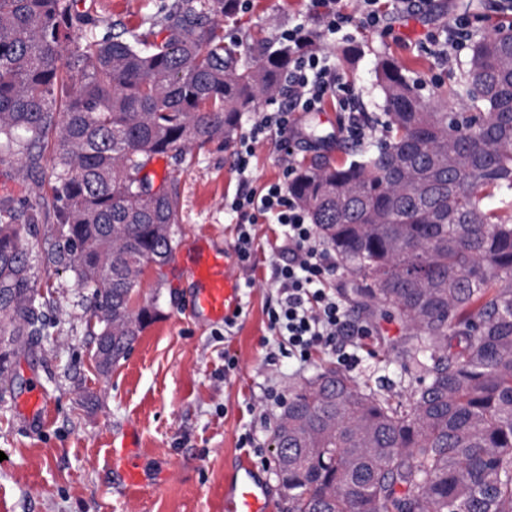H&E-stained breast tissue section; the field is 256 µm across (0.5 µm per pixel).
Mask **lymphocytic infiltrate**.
Here are the masks:
<instances>
[{"instance_id":"lymphocytic-infiltrate-1","label":"lymphocytic infiltrate","mask_w":512,"mask_h":512,"mask_svg":"<svg viewBox=\"0 0 512 512\" xmlns=\"http://www.w3.org/2000/svg\"><path fill=\"white\" fill-rule=\"evenodd\" d=\"M329 96L336 97L343 108L354 106L338 83L329 58L308 50L288 73L287 105L263 112L236 142L239 188L227 207L240 225L236 249L242 265H252L251 224L270 214L283 229L280 260L272 276L276 299L266 310L274 338L264 356L269 366L285 359L304 364L313 352L332 350L353 367L359 362L364 339L371 334L368 327L355 328L348 323L342 301L328 288L336 262L322 247L307 213L291 199L286 184L277 182L257 189L250 183L256 144L273 134L290 138L298 129L300 113L318 111Z\"/></svg>"}]
</instances>
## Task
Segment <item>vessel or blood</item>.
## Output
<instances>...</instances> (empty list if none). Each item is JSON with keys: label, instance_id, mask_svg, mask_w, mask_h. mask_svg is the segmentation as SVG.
<instances>
[{"label": "vessel or blood", "instance_id": "vessel-or-blood-1", "mask_svg": "<svg viewBox=\"0 0 512 512\" xmlns=\"http://www.w3.org/2000/svg\"><path fill=\"white\" fill-rule=\"evenodd\" d=\"M191 272L197 282L196 313L213 319L232 316L242 304L241 285L229 256L198 242L190 251ZM29 416L40 423L48 419V404L40 383H32L27 399ZM234 512H268L263 487L247 473L230 482Z\"/></svg>", "mask_w": 512, "mask_h": 512}]
</instances>
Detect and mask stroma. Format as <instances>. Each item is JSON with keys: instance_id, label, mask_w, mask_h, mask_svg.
Listing matches in <instances>:
<instances>
[{"instance_id": "35a3bbf8", "label": "stroma", "mask_w": 512, "mask_h": 512, "mask_svg": "<svg viewBox=\"0 0 512 512\" xmlns=\"http://www.w3.org/2000/svg\"><path fill=\"white\" fill-rule=\"evenodd\" d=\"M434 0L425 16L397 21L391 32L365 28L355 0H348L351 16L346 40L328 45L327 53L340 82L356 97L358 114L326 98L317 112L301 117L289 142L273 135L256 147L251 170L254 187L287 181V167L326 158L350 157L357 142L378 139L371 119L382 112V96L375 85L378 59L393 58L407 68L426 99L438 86L458 78L464 57L442 62L426 40L428 31L449 16L469 14L475 33L512 23L497 0ZM159 0H82L81 10L106 23L138 26L157 11ZM308 0H248L234 19L224 24L239 50L265 41L276 42L282 31L304 21ZM363 134L354 136L352 123ZM154 184L176 182L180 194V222L173 225L174 251L169 263L147 266L133 302L154 311L129 354L108 374L97 372L92 344L86 334L89 293L78 287L66 269H49L44 242L56 230L52 211H45L36 235L24 246L34 272V286L45 297L46 328L36 347L17 346L13 370L0 387V512H225L224 479L239 462L252 466L263 484L270 512H287L288 502L276 477L272 436L279 408L260 405L265 389H287L336 365L334 355L319 351L304 369L285 362L265 364L264 344L270 341L266 304L273 265L281 242V228L259 218L252 228V270L240 278L254 279L243 288L242 313L232 327L196 319L191 311L195 286L183 259L197 240L219 248L235 247L236 217L225 210L239 184L234 149L212 143L196 149L190 163L178 165L166 155L154 157L147 168ZM53 182L49 157L33 169L12 158L0 159V198L17 202L48 195ZM329 284L344 295L348 317L367 323L372 331L364 341L360 363L348 373L361 383L381 385L392 397L404 399L410 377L398 361L408 336L393 318L372 316L350 295L353 276L337 268ZM236 357L234 371L225 372V355ZM38 378L47 395L49 418L35 425L20 403L31 378ZM253 433L264 453L239 445L241 434ZM135 434L142 482L127 490L113 466V453L127 434Z\"/></svg>"}]
</instances>
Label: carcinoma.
Instances as JSON below:
<instances>
[{
    "instance_id": "cac0c4a2",
    "label": "carcinoma",
    "mask_w": 512,
    "mask_h": 512,
    "mask_svg": "<svg viewBox=\"0 0 512 512\" xmlns=\"http://www.w3.org/2000/svg\"><path fill=\"white\" fill-rule=\"evenodd\" d=\"M79 2L0 0V157L34 169L52 146L45 258L90 290L106 373L144 328L133 297L179 223L178 191L147 166L231 141L301 46L239 53L222 19L241 0H169L118 32ZM406 72L377 64L379 140L300 170L288 192L360 303L415 337V375L397 402L334 367L288 390L272 436L288 512H512V26L472 41L438 105ZM44 206L0 201V377L44 332L21 242Z\"/></svg>"
}]
</instances>
